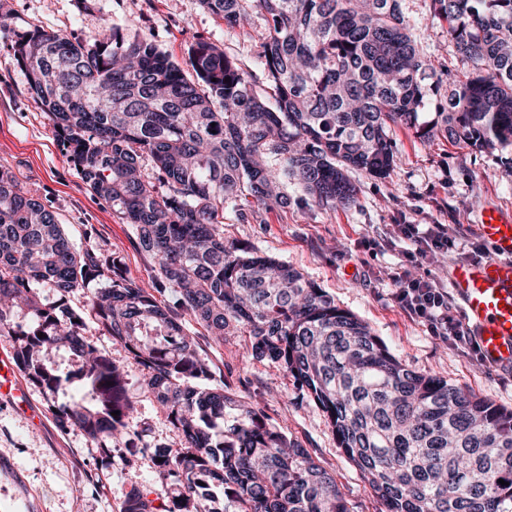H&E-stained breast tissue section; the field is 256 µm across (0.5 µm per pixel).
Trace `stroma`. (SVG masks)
<instances>
[{"label":"stroma","instance_id":"1","mask_svg":"<svg viewBox=\"0 0 512 512\" xmlns=\"http://www.w3.org/2000/svg\"><path fill=\"white\" fill-rule=\"evenodd\" d=\"M16 32L31 25L83 42L94 40L104 24L120 25L152 38L180 66H187V33L224 48L244 68L257 70L256 50L265 23L253 16L249 25L228 26L199 0H0ZM404 16L413 38L435 68H458L461 62L448 40V25L432 17L427 0H404ZM393 169L380 179L350 171L357 189L354 206L328 213L298 204L300 189L285 184L288 207L254 208L250 222L224 211V237L293 264L322 288L336 305L366 323L399 361L409 368L473 390L512 410V385L501 372L448 347L393 303L388 275L410 244L379 238L396 224H441L459 245L448 254L420 260L416 274L449 287L453 266L495 257L494 249L472 253L481 243L480 214L494 207L512 216V149L478 150L437 138L421 143L411 131L393 133ZM0 166L21 184L36 188L75 246L112 252L122 270L153 289L158 303L176 308L177 296L157 285V259L139 245L135 227L88 191L53 135L49 123L27 91L9 40L0 38ZM182 322L192 332L200 357L215 381L236 399L262 411L266 422L307 448L334 472L352 512H381L382 504L360 471L339 451L336 435L315 405L291 378L269 360L251 355L245 336L216 342L189 315ZM95 345L108 352L125 374L137 410L132 424L139 436L114 445L104 457L75 427H62L56 409L77 396L66 390L48 394L29 387L28 411L0 398V512H123L124 495L137 487L156 502L166 500L176 479L153 465L156 449L173 450L181 438L166 413L143 385L142 368L111 337L96 335Z\"/></svg>","mask_w":512,"mask_h":512}]
</instances>
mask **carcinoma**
<instances>
[{
	"mask_svg": "<svg viewBox=\"0 0 512 512\" xmlns=\"http://www.w3.org/2000/svg\"><path fill=\"white\" fill-rule=\"evenodd\" d=\"M403 2L200 0L230 26L262 17V84L195 34L190 78L151 38L117 24L81 42L35 25L16 34L0 14V35L83 184L157 257L159 284L217 341L245 334L253 357L283 368L327 416L383 512H512L511 410L403 365L292 264L222 231L224 205L245 222L241 201L286 205L288 181L307 205L353 206L347 170L387 177L397 127L422 141L512 147V0H429L469 66L462 75L431 67ZM445 84L448 107L420 120ZM40 288L57 301L42 303ZM80 290L86 302L75 310L67 299ZM91 327L143 367L182 438L178 451L153 457L177 491L159 509L133 488L123 512H350L308 449L211 384L194 338L150 289L112 256L76 247L36 191L0 168V336L33 385L86 390L58 420L107 449L138 436L135 405ZM53 348L69 350L78 373L45 365L41 353ZM213 487L231 508L209 505Z\"/></svg>",
	"mask_w": 512,
	"mask_h": 512,
	"instance_id": "carcinoma-1",
	"label": "carcinoma"
}]
</instances>
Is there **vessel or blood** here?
<instances>
[{"instance_id":"1","label":"vessel or blood","mask_w":512,"mask_h":512,"mask_svg":"<svg viewBox=\"0 0 512 512\" xmlns=\"http://www.w3.org/2000/svg\"><path fill=\"white\" fill-rule=\"evenodd\" d=\"M478 230L496 258L458 264L450 284L481 354L493 366L512 369V218L485 209ZM0 396L21 407L28 404L27 389L5 355L0 357Z\"/></svg>"}]
</instances>
